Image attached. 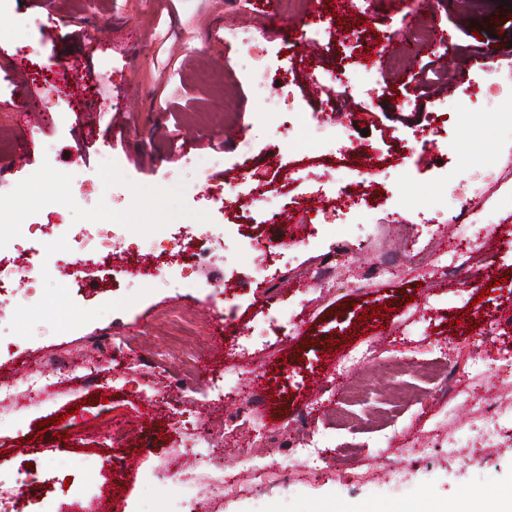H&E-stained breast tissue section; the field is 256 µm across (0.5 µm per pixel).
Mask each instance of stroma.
<instances>
[{
    "mask_svg": "<svg viewBox=\"0 0 512 512\" xmlns=\"http://www.w3.org/2000/svg\"><path fill=\"white\" fill-rule=\"evenodd\" d=\"M318 21H309L311 9ZM474 0H440L433 28L411 52H381L382 38L408 36L407 0H361L339 15L330 0H283L269 20L226 0H8L0 10V389L25 398L29 376L45 385L28 408L0 402V485L20 493L19 512H44L46 497L88 501L107 512H408L419 502L465 512L473 500L512 491V432L474 447L488 401L512 399L498 371L512 350V94L463 98L493 60L512 68V5L474 36ZM137 25L129 48L110 29ZM247 30L250 43L235 38ZM448 35L444 53L432 46ZM373 56L372 73L362 61ZM77 63L69 102L51 98L58 61ZM434 77L417 107L401 100L403 79ZM345 72L347 93L333 74ZM50 111L27 131L13 103ZM92 122H85V115ZM249 159L254 174L242 178ZM325 172L323 182L306 181ZM477 206L453 233L455 199ZM55 213L64 224H123L130 231L113 266L165 258L156 275L112 281L101 263L80 285L46 279L28 288L17 264L51 265L56 252L23 234ZM262 232L274 256L254 266L243 237ZM206 238L208 258L182 249ZM480 241L493 256L446 269L386 275L354 291L371 265L435 244L465 250ZM331 260L341 273L320 285ZM229 281L230 292L218 282ZM498 283L475 300L462 282ZM30 294V305L19 302ZM380 306L390 316H372ZM298 323L295 338L282 328ZM116 360L90 376L107 344ZM249 349L241 371L240 346ZM374 346L383 363L450 356L454 377L475 397L452 406L444 385L392 422L370 423L372 405L316 402L327 380L390 375L357 359ZM197 368V394L177 385ZM67 378H60V369ZM261 378L254 391L250 383ZM218 383L231 401L216 402ZM252 411L253 458L239 465L224 417ZM305 409L324 459L320 471L289 455V419ZM206 447L182 455L183 419ZM461 449L449 454L448 437ZM111 459L105 485L82 469ZM170 472L161 482L156 471ZM236 477L215 498L206 474Z\"/></svg>",
    "mask_w": 512,
    "mask_h": 512,
    "instance_id": "1",
    "label": "stroma"
}]
</instances>
